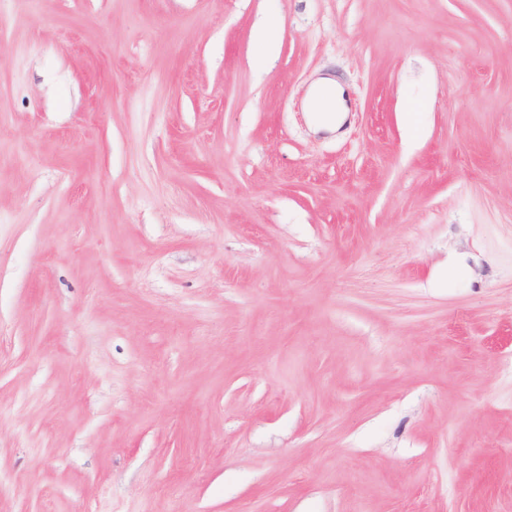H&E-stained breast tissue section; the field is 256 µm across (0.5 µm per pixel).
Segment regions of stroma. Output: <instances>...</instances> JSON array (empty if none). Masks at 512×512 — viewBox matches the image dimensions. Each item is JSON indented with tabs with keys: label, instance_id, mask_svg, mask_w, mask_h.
Wrapping results in <instances>:
<instances>
[{
	"label": "stroma",
	"instance_id": "1",
	"mask_svg": "<svg viewBox=\"0 0 512 512\" xmlns=\"http://www.w3.org/2000/svg\"><path fill=\"white\" fill-rule=\"evenodd\" d=\"M0 512H512V0H0ZM324 90L329 91V100L320 99V92ZM308 108L309 112H315L318 114L320 112L328 113L322 114L319 117L316 115L318 127L321 129L335 131L338 123L345 116V91L336 83V80L331 78H322L313 85L311 96L308 102ZM326 109L328 112H325ZM332 112H334V114H330Z\"/></svg>",
	"mask_w": 512,
	"mask_h": 512
}]
</instances>
